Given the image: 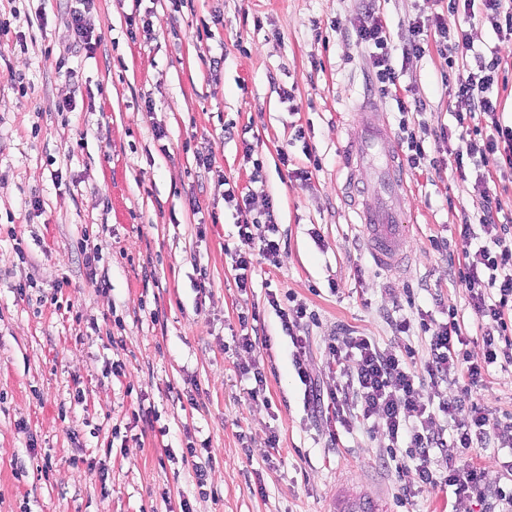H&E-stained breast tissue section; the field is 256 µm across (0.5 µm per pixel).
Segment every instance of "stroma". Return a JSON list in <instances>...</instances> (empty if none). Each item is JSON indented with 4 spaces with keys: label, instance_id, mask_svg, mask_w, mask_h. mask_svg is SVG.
<instances>
[{
    "label": "stroma",
    "instance_id": "1",
    "mask_svg": "<svg viewBox=\"0 0 512 512\" xmlns=\"http://www.w3.org/2000/svg\"><path fill=\"white\" fill-rule=\"evenodd\" d=\"M82 11L101 43L76 46ZM44 20H37V7ZM360 0H0V512H328L339 492L384 498L389 512H482L451 487L406 489L372 423H327L307 407L269 294L318 315L304 364L335 389L325 344L372 337L423 373L420 312L457 309L481 355L468 295L449 260L465 239L470 194L440 128L466 105L436 53L404 58L406 26L444 0H375L392 64L439 168L406 169V268L376 266L345 191L344 147L360 111L397 131L352 27ZM149 27H130V19ZM223 57L213 69L214 57ZM68 100L73 111H58ZM304 141H297V131ZM254 143L253 159L244 156ZM309 167L296 180L278 153ZM275 203L280 263L254 255L239 288L228 188ZM248 317L240 327V317ZM412 322L395 332L390 317ZM255 346L244 349L242 334ZM265 378L252 396L254 371ZM512 414V365L478 394ZM277 449H270V442ZM205 463L198 487L190 453ZM482 456L490 484H512V450ZM68 24L74 31L77 45L80 47L83 46V49L86 50L87 53L92 54L99 46L100 39H94V42H92V35H89L90 32L84 15L79 10H71L69 13Z\"/></svg>",
    "mask_w": 512,
    "mask_h": 512
}]
</instances>
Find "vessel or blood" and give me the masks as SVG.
I'll use <instances>...</instances> for the list:
<instances>
[{"label":"vessel or blood","mask_w":512,"mask_h":512,"mask_svg":"<svg viewBox=\"0 0 512 512\" xmlns=\"http://www.w3.org/2000/svg\"><path fill=\"white\" fill-rule=\"evenodd\" d=\"M391 134L387 128L368 125L363 139L354 142L348 152L350 171L370 172L378 184L373 205L359 209L374 262L383 268L399 265V243L405 232L402 207V165L395 152L385 150ZM335 512H388L384 502L370 497H350L336 501Z\"/></svg>","instance_id":"vessel-or-blood-1"}]
</instances>
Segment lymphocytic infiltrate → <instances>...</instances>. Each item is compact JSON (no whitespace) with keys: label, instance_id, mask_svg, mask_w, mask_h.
Segmentation results:
<instances>
[{"label":"lymphocytic infiltrate","instance_id":"1","mask_svg":"<svg viewBox=\"0 0 512 512\" xmlns=\"http://www.w3.org/2000/svg\"><path fill=\"white\" fill-rule=\"evenodd\" d=\"M490 23L498 43L488 53L473 49L465 25L471 20ZM353 27L359 43L370 49L375 83L384 95L395 100L400 114L410 107L401 97L400 76L391 63L392 44L386 21L372 7H365ZM433 42H426V35ZM512 43V0H448V10L419 17L409 25V37L402 47L404 56H422L430 44H437L441 56L456 64V95L467 104L456 113L458 126L464 127L453 151L459 177L476 171L472 186L480 205L476 224H463L461 234L470 237L473 226H480L484 242L475 252L466 254L459 278L468 293V303L475 315V328L483 341L481 358L468 349L456 312H449L445 322L435 325L421 322L429 334L430 358L425 377H418L407 366L403 355L380 346L367 336L342 334L331 337L327 349L343 384L328 395L312 393L313 404L328 402L334 416H354L374 420L384 426L388 440V462L398 476H414L423 487L444 484L478 501L494 498L512 507V489L489 487L486 469L476 463L449 464L445 476H436L431 467L435 448H484L490 442L499 447L512 446V418L490 420L484 408L472 401V391L481 386L492 369L512 365V224L501 223L498 199L490 193L489 167L512 169V124H502L497 103L489 91L498 79L501 64L499 45ZM483 116L489 130L475 126V116ZM225 203L240 216L237 224L242 243L234 262L239 269V284H246L245 272L251 266L253 251H260L270 264H278L281 246L278 240L255 237L252 228L259 222L274 226V202L257 192L239 196L234 190L224 194ZM281 327L290 336L296 350L295 367L302 382L311 377L304 365L306 337L299 330L315 315L306 305L278 309ZM430 383V395H423V383ZM453 430H446V423Z\"/></svg>","mask_w":512,"mask_h":512}]
</instances>
